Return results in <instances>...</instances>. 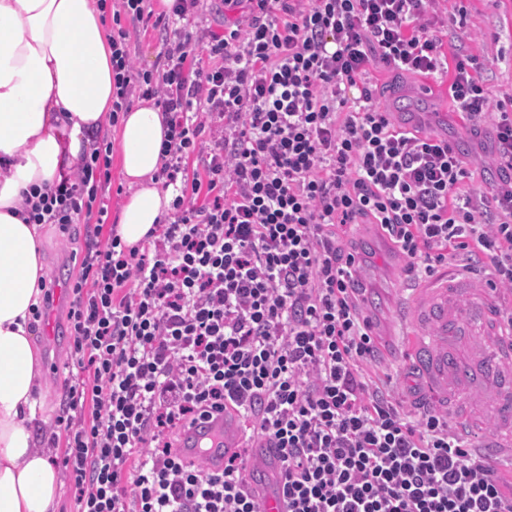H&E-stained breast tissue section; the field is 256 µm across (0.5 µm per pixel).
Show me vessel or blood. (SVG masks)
<instances>
[{
    "label": "vessel or blood",
    "mask_w": 512,
    "mask_h": 512,
    "mask_svg": "<svg viewBox=\"0 0 512 512\" xmlns=\"http://www.w3.org/2000/svg\"><path fill=\"white\" fill-rule=\"evenodd\" d=\"M503 315L500 295L484 279L455 272L423 284L399 312V319L413 326L410 367L431 399L447 411L468 418L490 407L502 421L512 420V335L505 331ZM239 443L235 427L216 417L188 430L184 450L204 456L208 470L217 471ZM480 453L510 464L512 442L488 437ZM246 469L264 482L262 512H282L277 449H255Z\"/></svg>",
    "instance_id": "obj_1"
}]
</instances>
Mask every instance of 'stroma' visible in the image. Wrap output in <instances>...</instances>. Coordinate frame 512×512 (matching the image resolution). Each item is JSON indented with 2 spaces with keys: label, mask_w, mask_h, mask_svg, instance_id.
Wrapping results in <instances>:
<instances>
[{
  "label": "stroma",
  "mask_w": 512,
  "mask_h": 512,
  "mask_svg": "<svg viewBox=\"0 0 512 512\" xmlns=\"http://www.w3.org/2000/svg\"><path fill=\"white\" fill-rule=\"evenodd\" d=\"M119 0H107V9L102 21L107 34L126 30L128 48L136 71L161 73L165 58L162 39L165 35L161 21L168 17L169 8H154L153 22L131 24L129 20H114L120 10ZM439 8L448 25L443 36L442 50L446 57H453L456 49L476 58L478 72L489 96L490 111H498L501 105L512 99V0H441ZM250 15L248 0L231 4L230 0H208L204 10L187 18L186 30L199 33L209 29L223 33L227 24L247 20ZM370 78L377 87L376 102L388 112L392 122L400 120V105H407L414 112V126L426 133L448 138L464 152L468 159L487 158L493 147L495 128L492 121L474 122L459 114L448 96L449 75L431 78V92L420 97L418 91L422 76L399 74L390 69H372ZM111 189L104 199L107 210L104 224L79 223L68 231L58 225L46 224L41 228L43 260L46 280L58 279L70 282L80 272V264L72 253L86 239L107 242L121 204L127 197L119 163L110 167ZM346 241L361 245L366 261L361 268L360 279L366 296L372 297L376 305L370 311L376 325L389 322L394 305L411 293L412 285L405 276L407 260L394 252L388 242L381 238L370 224L351 226ZM36 345L44 369L43 387L38 395V412L43 418V440L46 447L55 451L54 461H61L67 435L56 425L64 402V382L68 373L70 337L61 333L55 343H47L43 322H35ZM412 353L405 337H397L391 347L381 348L375 362L366 364L365 373L373 384L386 386L393 397L403 406L421 404L422 399L411 388L407 366Z\"/></svg>",
  "instance_id": "stroma-1"
}]
</instances>
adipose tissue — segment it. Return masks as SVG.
<instances>
[{
  "label": "adipose tissue",
  "instance_id": "ef3b65f1",
  "mask_svg": "<svg viewBox=\"0 0 512 512\" xmlns=\"http://www.w3.org/2000/svg\"><path fill=\"white\" fill-rule=\"evenodd\" d=\"M112 49L95 0H0V512H55L60 474L39 433L42 366L31 327L43 277L40 227L21 193L60 182L112 104ZM167 116L140 102L121 116L130 193L116 233L142 241L172 208L155 175Z\"/></svg>",
  "mask_w": 512,
  "mask_h": 512
}]
</instances>
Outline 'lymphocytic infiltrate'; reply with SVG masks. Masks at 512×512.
<instances>
[{
	"label": "lymphocytic infiltrate",
	"mask_w": 512,
	"mask_h": 512,
	"mask_svg": "<svg viewBox=\"0 0 512 512\" xmlns=\"http://www.w3.org/2000/svg\"><path fill=\"white\" fill-rule=\"evenodd\" d=\"M249 0L246 25L174 29L161 74H135L112 38V120L129 97L169 118L156 174L175 216L139 245L85 241L68 310L70 379L57 425L73 512H262L240 454L205 470L174 429L234 413L278 449L287 512H512L496 467L431 408L405 410L363 366L378 348L348 226L374 224L419 283L487 257L512 290V113L496 124L510 174L492 192L448 140L399 129L374 102L372 67L450 72L461 114L486 115L473 59L441 51L437 0ZM217 113L203 173L187 163ZM111 143L59 183L22 193L31 224L91 218ZM204 194L205 204L195 202Z\"/></svg>",
	"instance_id": "lymphocytic-infiltrate-1"
}]
</instances>
